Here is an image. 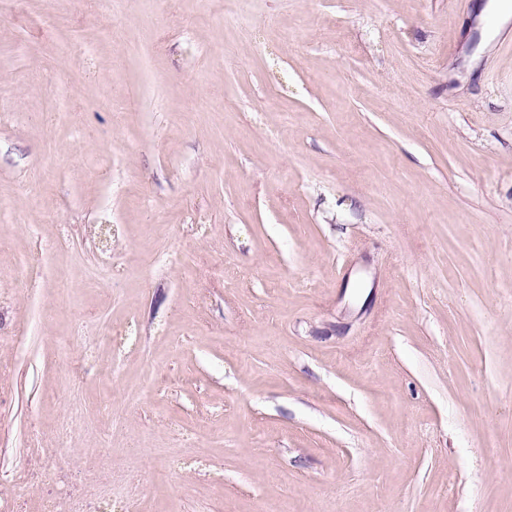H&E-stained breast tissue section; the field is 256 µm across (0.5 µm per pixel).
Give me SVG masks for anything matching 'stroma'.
<instances>
[{
  "instance_id": "obj_1",
  "label": "stroma",
  "mask_w": 512,
  "mask_h": 512,
  "mask_svg": "<svg viewBox=\"0 0 512 512\" xmlns=\"http://www.w3.org/2000/svg\"><path fill=\"white\" fill-rule=\"evenodd\" d=\"M485 2L0 0V512H512Z\"/></svg>"
}]
</instances>
